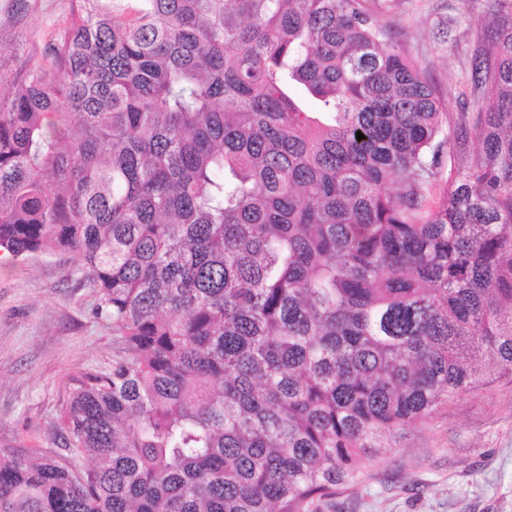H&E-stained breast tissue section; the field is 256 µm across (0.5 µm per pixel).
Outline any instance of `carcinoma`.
<instances>
[{
    "mask_svg": "<svg viewBox=\"0 0 512 512\" xmlns=\"http://www.w3.org/2000/svg\"><path fill=\"white\" fill-rule=\"evenodd\" d=\"M377 2L79 0L0 63V252L73 256L121 344L0 512H328L512 379V0L453 120Z\"/></svg>",
    "mask_w": 512,
    "mask_h": 512,
    "instance_id": "cac0c4a2",
    "label": "carcinoma"
}]
</instances>
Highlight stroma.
Instances as JSON below:
<instances>
[{"instance_id": "obj_1", "label": "stroma", "mask_w": 512, "mask_h": 512, "mask_svg": "<svg viewBox=\"0 0 512 512\" xmlns=\"http://www.w3.org/2000/svg\"><path fill=\"white\" fill-rule=\"evenodd\" d=\"M76 0H0V33L16 38L9 69L40 62ZM449 116L468 112L471 57L488 0H395L380 15ZM67 256L0 254V448L50 449L72 376L111 367L119 342ZM336 512H512V381L467 392L409 427Z\"/></svg>"}]
</instances>
